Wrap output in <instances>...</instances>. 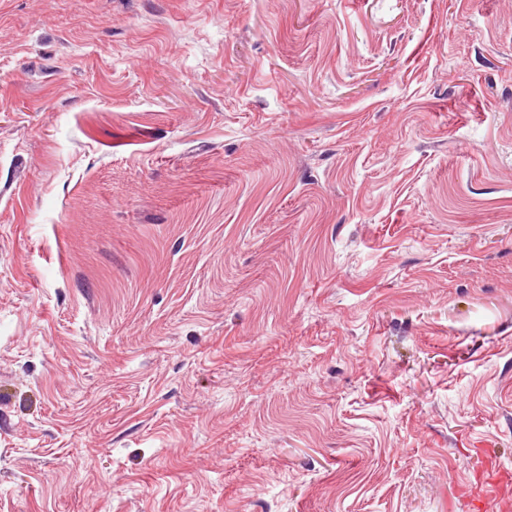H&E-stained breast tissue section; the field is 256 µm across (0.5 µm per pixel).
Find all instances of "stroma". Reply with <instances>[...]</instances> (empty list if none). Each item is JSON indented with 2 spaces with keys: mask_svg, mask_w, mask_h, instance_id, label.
Segmentation results:
<instances>
[{
  "mask_svg": "<svg viewBox=\"0 0 512 512\" xmlns=\"http://www.w3.org/2000/svg\"><path fill=\"white\" fill-rule=\"evenodd\" d=\"M512 471V0H0V512H469Z\"/></svg>",
  "mask_w": 512,
  "mask_h": 512,
  "instance_id": "1",
  "label": "stroma"
}]
</instances>
